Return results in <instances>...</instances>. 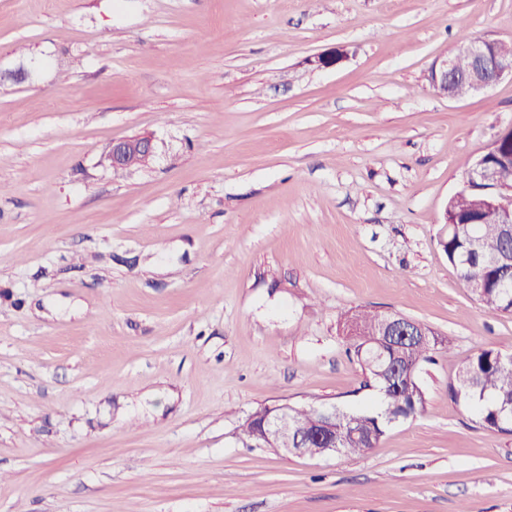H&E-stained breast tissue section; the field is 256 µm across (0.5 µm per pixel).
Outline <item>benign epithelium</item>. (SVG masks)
I'll list each match as a JSON object with an SVG mask.
<instances>
[{
    "label": "benign epithelium",
    "instance_id": "1",
    "mask_svg": "<svg viewBox=\"0 0 512 512\" xmlns=\"http://www.w3.org/2000/svg\"><path fill=\"white\" fill-rule=\"evenodd\" d=\"M502 41L478 39L458 44L451 56L438 59L429 75L431 87L439 94L452 97L451 91L459 80L457 60L470 61L467 76L470 92L482 93L506 77L512 78V61L501 52ZM109 157L114 168L142 166L154 157L153 140L147 136L128 137L112 143ZM465 193L482 198L486 217L497 224L512 227V164L491 166L479 158L468 179ZM424 334L418 321L399 313L385 312L380 315L379 335L390 340L407 341L412 336ZM291 406L274 405L256 434V443L272 448L280 447L288 434V415Z\"/></svg>",
    "mask_w": 512,
    "mask_h": 512
}]
</instances>
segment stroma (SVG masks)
Listing matches in <instances>:
<instances>
[{
	"label": "stroma",
	"instance_id": "1",
	"mask_svg": "<svg viewBox=\"0 0 512 512\" xmlns=\"http://www.w3.org/2000/svg\"><path fill=\"white\" fill-rule=\"evenodd\" d=\"M464 36L512 43V0H0V512H512V435L448 396L512 354L442 246L512 123L511 80L431 88ZM359 308L448 341L426 412L356 457L242 444L263 406L374 407ZM109 157L114 168L142 166L154 157L153 140L147 136L128 137L112 143Z\"/></svg>",
	"mask_w": 512,
	"mask_h": 512
}]
</instances>
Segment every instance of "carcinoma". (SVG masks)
<instances>
[{"mask_svg":"<svg viewBox=\"0 0 512 512\" xmlns=\"http://www.w3.org/2000/svg\"><path fill=\"white\" fill-rule=\"evenodd\" d=\"M448 236L444 250L448 261L457 267L461 278L473 285L471 291L487 307L512 314V284H504L499 276L497 260L505 249L501 224H489L464 197L448 202ZM357 322L358 335L351 337L348 352L363 368L369 386L381 398L379 409H336V452L356 455L376 447L392 423L421 415L427 408L426 391L420 378L425 362L434 354L449 349L447 341L428 335L400 348L380 349L378 315L370 311H347L340 322ZM448 395L476 413L479 424L487 431L512 434V355L493 349H481L458 370L448 384ZM264 406L254 411L256 419H245L239 425V437L252 441L259 427L258 416L267 412ZM294 417L318 428L321 406L309 405L294 410Z\"/></svg>","mask_w":512,"mask_h":512,"instance_id":"1","label":"carcinoma"}]
</instances>
